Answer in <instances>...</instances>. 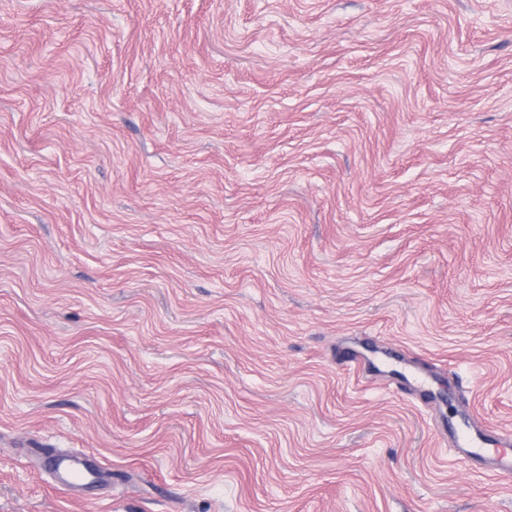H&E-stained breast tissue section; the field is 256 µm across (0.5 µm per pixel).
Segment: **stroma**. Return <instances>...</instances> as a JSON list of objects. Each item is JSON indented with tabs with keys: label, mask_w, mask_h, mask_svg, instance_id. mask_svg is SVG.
Returning <instances> with one entry per match:
<instances>
[{
	"label": "stroma",
	"mask_w": 512,
	"mask_h": 512,
	"mask_svg": "<svg viewBox=\"0 0 512 512\" xmlns=\"http://www.w3.org/2000/svg\"><path fill=\"white\" fill-rule=\"evenodd\" d=\"M466 424L512 0H0V512H512Z\"/></svg>",
	"instance_id": "obj_1"
}]
</instances>
